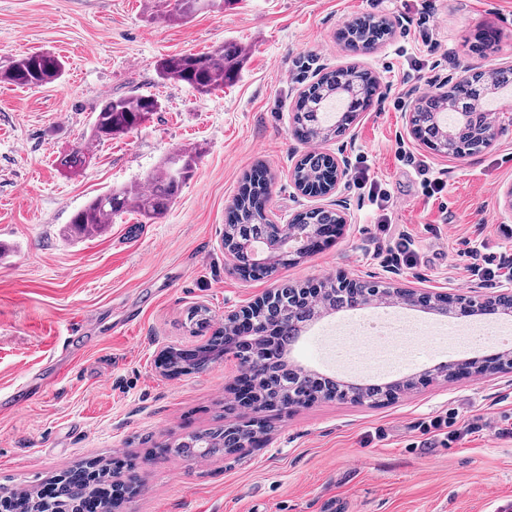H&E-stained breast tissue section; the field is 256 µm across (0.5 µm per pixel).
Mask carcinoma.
Returning a JSON list of instances; mask_svg holds the SVG:
<instances>
[{
    "mask_svg": "<svg viewBox=\"0 0 512 512\" xmlns=\"http://www.w3.org/2000/svg\"><path fill=\"white\" fill-rule=\"evenodd\" d=\"M154 7L160 9V16L169 23H186L193 16L208 7L222 9L228 0H153ZM390 32L384 21H356L352 24L349 49L353 52L367 50L376 41ZM242 52L236 46L221 45L211 52H185L163 59L157 67L158 78L163 81L181 82L201 95H208L224 89V84L234 81L239 74ZM62 75V64L57 57L48 52H33L9 61L0 66V81L22 87H39L58 80ZM355 87L359 95L370 94L376 87V79L366 71L350 70L340 74L330 72L322 75L310 85L300 100L295 123L300 129L309 130L319 141L332 138L342 132L345 120L331 105L345 100V85ZM457 94L448 91L441 97L446 103L442 110L432 99L422 101L414 113L413 125L426 137L428 145L440 152L459 150L479 151L483 143L477 137V128L470 123L459 130L455 140L446 141L442 136L443 117L455 109ZM157 98L143 94H130L108 99L97 113L91 129V142L101 143L124 136L149 120L159 111ZM181 170L175 172L171 157L163 159L147 177L146 183L111 189L93 198L78 210L66 225L64 235L71 240H79L98 235L112 224L114 219L128 212H135L147 220L162 218L178 197L182 186L195 174L199 153L194 148L178 151ZM89 158V149L82 145L64 155L60 164L68 169L85 165ZM333 165L327 156L307 155L294 169L293 179L296 187L306 189L327 183L326 173ZM266 184L253 186L252 190L242 192L234 201L231 218L224 228V245L240 252L267 235V225L274 223L262 205L266 195ZM299 224H334L336 213L320 209L310 214L301 213L295 217ZM306 291L301 288L284 287L276 299L262 309L253 311L252 319L256 324L254 334L238 340L235 346L236 357L241 364L250 368L257 381V407L273 403L293 404L307 389L316 391L324 398L335 394L341 399L348 398L357 402L378 403L387 398V393L399 394L410 389V384L392 381L383 388L353 387L339 384L323 385L307 371L296 377L289 372L285 360V346L275 347L263 339L267 331L268 320L277 316L283 328L278 335L286 338L297 325L321 318L338 305H356L354 294L336 288V284L323 286L321 298L305 301ZM220 357V351L209 345L199 348L197 355L189 358L185 353L171 350L164 361L166 370L178 373L204 368L210 361ZM246 443L240 429H227L222 425L198 430L187 434L177 444L170 447V453L178 458L193 459L200 455L220 456L235 451ZM63 494L65 500L56 501L57 512H72L87 494V482L93 481L100 486L107 483V477L101 467H89L68 474ZM42 498L28 493L14 495L11 512H41Z\"/></svg>",
    "mask_w": 512,
    "mask_h": 512,
    "instance_id": "cac0c4a2",
    "label": "carcinoma"
}]
</instances>
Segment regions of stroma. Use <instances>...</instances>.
<instances>
[{
	"label": "stroma",
	"mask_w": 512,
	"mask_h": 512,
	"mask_svg": "<svg viewBox=\"0 0 512 512\" xmlns=\"http://www.w3.org/2000/svg\"><path fill=\"white\" fill-rule=\"evenodd\" d=\"M356 19L387 20L392 33L353 52L342 32ZM225 43L243 53L239 77L199 95L161 82L157 62ZM48 51L62 78L36 87L0 82V488L38 490L89 462L133 463L134 492L115 512H512V436L494 433L512 410V371L422 381L438 334L452 332L446 362L497 351L494 315L446 322L399 305L424 331L409 360L420 382L377 406L317 400L257 417L266 433L204 462L170 455L182 435L248 416L235 394L239 363L225 355L201 371L166 373L160 356L192 351L274 287L345 275L357 282L488 298L511 279L472 275L468 253L512 254V127L481 152L455 158L431 149L403 108L427 86L456 81L467 66L512 65V0H232L171 24L147 0H0V63ZM378 80L369 107L345 133L320 143L351 147L352 169L369 163L392 196L390 226L364 205L352 177L336 194L309 197L294 185L309 146L295 130L301 92L350 66ZM151 94L161 110L126 136L90 147L77 171L58 159L86 140L104 102ZM199 150L195 176L166 215H123L97 238L63 230L97 195L144 183L160 161ZM441 171V198L422 193L408 156ZM277 223L316 206L350 203L340 236L281 267L245 277L224 254L229 207L254 172ZM418 251L408 267L388 252L398 234ZM208 310L203 326L188 319ZM348 313L321 319L295 361L326 371L321 346L359 340ZM455 409L482 417L484 431L450 447L425 448L421 421Z\"/></svg>",
	"instance_id": "35a3bbf8"
}]
</instances>
